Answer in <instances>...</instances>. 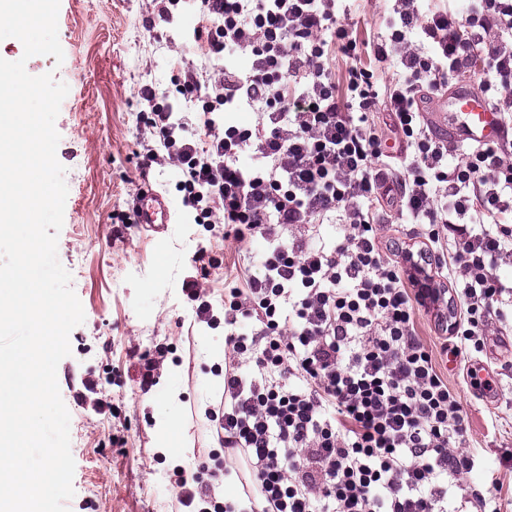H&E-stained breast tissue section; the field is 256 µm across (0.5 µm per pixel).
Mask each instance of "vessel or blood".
Segmentation results:
<instances>
[{
  "label": "vessel or blood",
  "instance_id": "vessel-or-blood-1",
  "mask_svg": "<svg viewBox=\"0 0 512 512\" xmlns=\"http://www.w3.org/2000/svg\"><path fill=\"white\" fill-rule=\"evenodd\" d=\"M436 113L455 133L457 141L482 146L504 139V120L480 92L465 87H451L440 98ZM135 208L140 225L161 231L171 222L172 201L152 189H138Z\"/></svg>",
  "mask_w": 512,
  "mask_h": 512
}]
</instances>
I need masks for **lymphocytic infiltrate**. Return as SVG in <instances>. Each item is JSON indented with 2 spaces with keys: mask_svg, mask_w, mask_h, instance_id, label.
<instances>
[{
  "mask_svg": "<svg viewBox=\"0 0 512 512\" xmlns=\"http://www.w3.org/2000/svg\"><path fill=\"white\" fill-rule=\"evenodd\" d=\"M341 0H194L213 54L230 59L212 91L186 73L183 97L198 108L207 142L183 137L176 105L143 99L160 155L177 161L184 203L197 219L223 206L224 236L259 238V273L224 294L216 317L198 280L184 281L195 315L223 325L231 361L211 412L224 466L262 512H448V483L476 468L460 450L463 406L415 314L438 301L410 291L403 273L436 274L463 309L442 329L453 357L481 350L487 317L508 288L512 164L506 144L450 159L425 122L430 91L479 70L478 86L512 114V0H469L465 13L393 0L383 30L360 44ZM351 61L344 85L334 52ZM394 78L385 79L386 70ZM252 111V127L226 112ZM402 137L388 153L375 116ZM251 163H242V156ZM425 225L417 247L388 254L378 236L386 204ZM341 223L333 244L284 239L287 229ZM214 475L197 471L177 498L190 512H237L218 501Z\"/></svg>",
  "mask_w": 512,
  "mask_h": 512,
  "instance_id": "1",
  "label": "lymphocytic infiltrate"
}]
</instances>
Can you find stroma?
<instances>
[{
  "instance_id": "1",
  "label": "stroma",
  "mask_w": 512,
  "mask_h": 512,
  "mask_svg": "<svg viewBox=\"0 0 512 512\" xmlns=\"http://www.w3.org/2000/svg\"><path fill=\"white\" fill-rule=\"evenodd\" d=\"M161 8V0H60V63L24 58L18 39L0 40V58L25 60L30 75L50 72L69 87L70 109L56 119L68 187L57 255L85 313L57 369L75 461L69 512H178V467L224 459L206 416L223 392L224 330L196 322L181 287L200 279L220 302L225 282L248 276L238 246L220 224H197L181 211L161 232L119 219L143 186L182 199L177 166L143 164L159 136L143 118L142 91L177 102L185 73L201 70L210 53L194 35L193 10ZM201 247L198 266L191 257ZM144 354L160 362L146 394ZM471 368L495 379L493 391L470 385ZM442 370L461 397L465 449L479 459L468 480L497 489L500 512H512V461L497 455L512 448V310L490 315L482 351Z\"/></svg>"
}]
</instances>
